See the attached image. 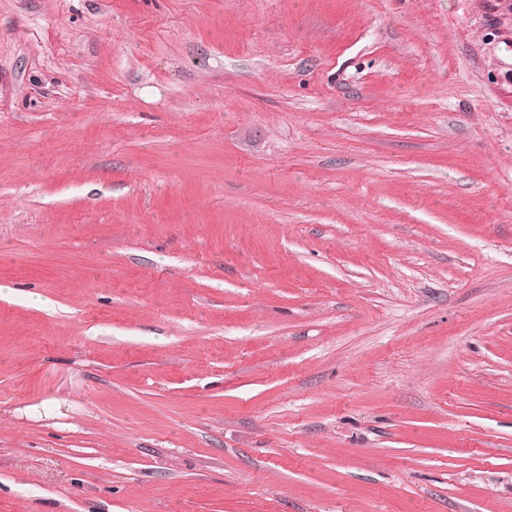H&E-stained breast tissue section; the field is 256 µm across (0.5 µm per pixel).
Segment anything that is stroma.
<instances>
[{"mask_svg":"<svg viewBox=\"0 0 512 512\" xmlns=\"http://www.w3.org/2000/svg\"><path fill=\"white\" fill-rule=\"evenodd\" d=\"M0 512H512V0H0Z\"/></svg>","mask_w":512,"mask_h":512,"instance_id":"35a3bbf8","label":"stroma"}]
</instances>
